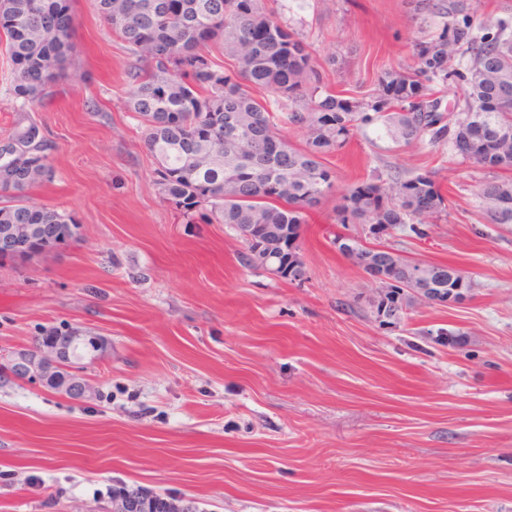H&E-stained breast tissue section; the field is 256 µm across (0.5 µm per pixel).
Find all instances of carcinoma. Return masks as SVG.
<instances>
[{
	"instance_id": "carcinoma-1",
	"label": "carcinoma",
	"mask_w": 512,
	"mask_h": 512,
	"mask_svg": "<svg viewBox=\"0 0 512 512\" xmlns=\"http://www.w3.org/2000/svg\"><path fill=\"white\" fill-rule=\"evenodd\" d=\"M95 7L127 45L131 61L121 92L139 115L153 157L160 199L185 223L225 224L246 245L241 264L271 263L278 277L303 276L301 226L324 200L336 196L334 223L368 226L376 240L400 226L421 227L448 215L445 199L426 174L388 182L353 183L335 193L336 175L324 160L355 133L383 124L393 140L463 143L464 158L486 170L484 218L512 224V38L477 36L470 24L446 23L437 38L416 43V67L392 70L381 90L351 99L322 90L308 45L262 0H95ZM0 32L7 37L10 91L17 119L0 135V225L78 228L69 214L32 201L30 190L51 177L56 142L41 132L30 110L77 76L73 0H0ZM232 62L216 63L212 50ZM470 66L455 68L458 53ZM457 79L462 99L441 109L425 82ZM271 99H259L255 89ZM303 134L292 145L284 128ZM430 210L422 214L419 204ZM339 251L379 284L375 319L398 320L406 291L458 302L469 281L454 266L407 259L351 236L335 237ZM57 341L66 369L102 348L77 329L47 331L38 345ZM115 512H193L183 500L141 489H112Z\"/></svg>"
}]
</instances>
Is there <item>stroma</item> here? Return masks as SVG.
Masks as SVG:
<instances>
[{
  "instance_id": "stroma-1",
  "label": "stroma",
  "mask_w": 512,
  "mask_h": 512,
  "mask_svg": "<svg viewBox=\"0 0 512 512\" xmlns=\"http://www.w3.org/2000/svg\"><path fill=\"white\" fill-rule=\"evenodd\" d=\"M264 0L324 83L362 98L414 65L444 23L503 24L512 0ZM84 80L35 107L57 143L33 202L71 214L75 241L0 259V359L52 328L103 338L85 397L0 382V512H102L111 488L172 494L195 512H512V224L481 217L484 171L451 145L360 129L326 163L336 187L430 172L450 202L400 255L458 268L456 303L413 299L379 325L375 283L335 242L373 245L324 202L303 225L305 274L241 265L222 224H187L151 184L140 119L118 100L127 56L94 0H75Z\"/></svg>"
}]
</instances>
